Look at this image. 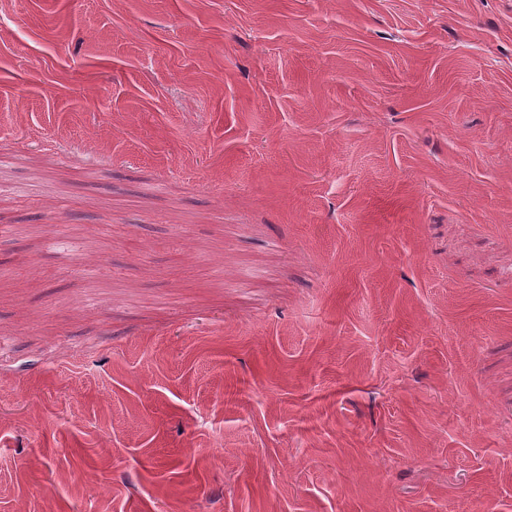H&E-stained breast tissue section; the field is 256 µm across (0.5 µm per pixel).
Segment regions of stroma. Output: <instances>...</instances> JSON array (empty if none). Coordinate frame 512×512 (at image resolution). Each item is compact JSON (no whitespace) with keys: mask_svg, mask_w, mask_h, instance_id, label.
Here are the masks:
<instances>
[{"mask_svg":"<svg viewBox=\"0 0 512 512\" xmlns=\"http://www.w3.org/2000/svg\"><path fill=\"white\" fill-rule=\"evenodd\" d=\"M0 512H512V0H0Z\"/></svg>","mask_w":512,"mask_h":512,"instance_id":"35a3bbf8","label":"stroma"}]
</instances>
